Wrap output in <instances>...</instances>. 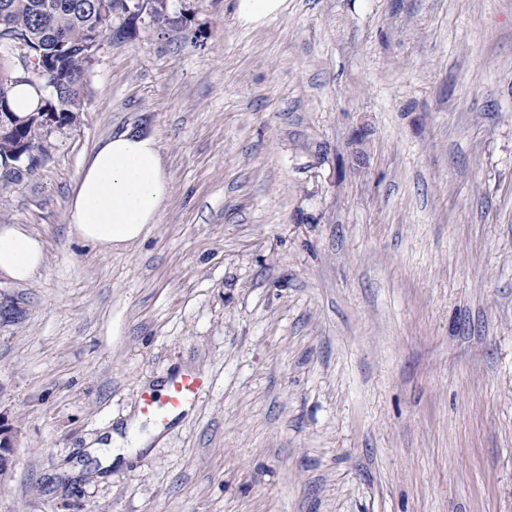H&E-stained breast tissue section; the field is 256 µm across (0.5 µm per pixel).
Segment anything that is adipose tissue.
<instances>
[{
	"mask_svg": "<svg viewBox=\"0 0 512 512\" xmlns=\"http://www.w3.org/2000/svg\"><path fill=\"white\" fill-rule=\"evenodd\" d=\"M171 184L156 137L136 129L97 143L69 201V224L82 240L109 251L139 240L159 223ZM41 239L16 224L0 225V277L30 281L44 268Z\"/></svg>",
	"mask_w": 512,
	"mask_h": 512,
	"instance_id": "ef3b65f1",
	"label": "adipose tissue"
}]
</instances>
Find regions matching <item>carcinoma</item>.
Instances as JSON below:
<instances>
[{"label": "carcinoma", "mask_w": 512, "mask_h": 512, "mask_svg": "<svg viewBox=\"0 0 512 512\" xmlns=\"http://www.w3.org/2000/svg\"><path fill=\"white\" fill-rule=\"evenodd\" d=\"M94 0H0V61L9 63L0 69V94L9 95L11 85L19 82L46 81L35 70L24 72L18 55L6 47L20 45L27 58L40 59L55 50L46 40L50 33L60 34L66 43L63 64L57 73V91L45 100L44 112H57L61 123H71V113L81 110L85 93L83 50L93 36L111 30L109 20L93 8ZM33 114L25 122H12L11 141H22L29 154L44 155L47 147L33 128Z\"/></svg>", "instance_id": "cac0c4a2"}]
</instances>
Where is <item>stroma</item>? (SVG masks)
Here are the masks:
<instances>
[{"mask_svg": "<svg viewBox=\"0 0 512 512\" xmlns=\"http://www.w3.org/2000/svg\"><path fill=\"white\" fill-rule=\"evenodd\" d=\"M0 177L46 264L0 280V512H512V0H170ZM159 223L69 229L110 133ZM204 389L167 426L141 396ZM120 432L125 460L104 466ZM234 15L244 27L264 25L281 12L284 0H233ZM171 194L160 148L151 133L129 128L97 143L69 201V224L103 251L139 240L156 224ZM15 429L5 424L0 416V470L2 473L12 468L13 458V438Z\"/></svg>", "mask_w": 512, "mask_h": 512, "instance_id": "stroma-1", "label": "stroma"}]
</instances>
